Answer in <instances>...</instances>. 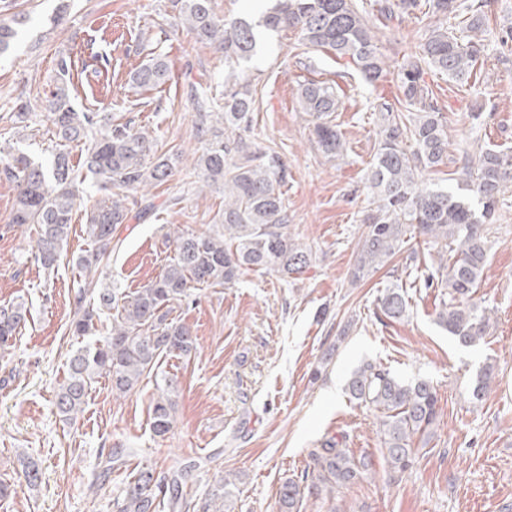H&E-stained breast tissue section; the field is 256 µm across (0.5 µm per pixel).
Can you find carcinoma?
I'll return each mask as SVG.
<instances>
[{
  "label": "carcinoma",
  "mask_w": 512,
  "mask_h": 512,
  "mask_svg": "<svg viewBox=\"0 0 512 512\" xmlns=\"http://www.w3.org/2000/svg\"><path fill=\"white\" fill-rule=\"evenodd\" d=\"M177 18L196 39L224 53V65L248 62L256 53L260 30L292 29L301 44L349 58L367 84L392 79L398 95L378 98L380 139L367 173L373 206L364 211L365 229L358 243L352 280L362 281L401 252L410 239L421 237L437 246V260L425 268L423 286L446 288L439 304L438 321L459 344L471 346L486 335L489 316L470 303L486 266L487 225L498 210L502 189L512 184V153L476 144L465 154L468 192L434 187L418 174L448 161V121L443 117L424 75H445L464 88L472 86L475 67L486 52L483 34L488 16L479 4L463 0H429L434 24L418 50L390 71L380 50L374 26L355 0H274L261 19L253 23L236 18L220 20L214 0H174ZM418 0H380L378 12L386 20L408 15ZM461 20L462 35L448 32L449 20ZM22 20L0 22V56L17 39ZM72 61L58 59V78L44 98V109L62 146L84 142L83 168L92 176L105 199L87 213L85 233L91 248L78 256L87 275L74 291L69 333L91 341L68 358L65 381L55 396V406L66 416L82 405L100 377L107 378L112 393L135 391L154 373L163 357H189L197 349L191 327L174 315L192 291L234 284L246 271L273 273L283 278L300 275L314 260L310 248L289 232L288 207L283 188L288 168L273 150H261L248 138L257 90L248 81L224 84V102L193 94L195 128L205 146L194 163L202 186L224 192L221 223L207 232L180 228L166 235L173 251L168 265L155 279L126 293L103 282L115 247L114 233L129 220L130 194L168 181L180 155L161 152L156 137L118 122L100 112L75 107L69 72ZM170 79L162 54H151L130 75L134 88L153 90ZM340 86L334 81L307 80L298 85L300 110L312 121L321 152L336 159L345 141L334 123ZM14 182L17 197L11 223L32 224L37 234L35 259L53 270L67 241L76 205L78 170L68 153H56L45 166L24 153L11 157L3 167ZM400 278H395L379 298L382 314L399 319L407 311ZM26 311L20 304L0 306V358L9 354ZM347 391L358 404L379 413L380 433L390 471L411 467L414 434L426 431L438 415L437 389L424 380L403 381L376 364L355 369ZM175 388L172 380L149 405L154 435L165 436L173 421ZM342 434L320 443L309 452L313 468L302 478L286 480L280 487L277 512H299L302 491L319 497L347 488L371 475L372 462L346 448ZM126 449L111 448L100 454V476L108 478L123 464ZM21 477L29 486L40 479L36 460L20 461ZM197 462L187 460L164 475L141 467L127 481L113 502L116 512H155L156 501L168 500L173 512H224L233 481L220 478L208 497L195 503L183 495Z\"/></svg>",
  "instance_id": "cac0c4a2"
}]
</instances>
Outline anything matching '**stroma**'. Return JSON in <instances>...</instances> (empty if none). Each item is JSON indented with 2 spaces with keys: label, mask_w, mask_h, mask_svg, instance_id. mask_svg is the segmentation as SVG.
<instances>
[{
  "label": "stroma",
  "mask_w": 512,
  "mask_h": 512,
  "mask_svg": "<svg viewBox=\"0 0 512 512\" xmlns=\"http://www.w3.org/2000/svg\"><path fill=\"white\" fill-rule=\"evenodd\" d=\"M60 1L9 6L0 0V20L17 13L26 18L16 46L0 58V164L19 150L46 165L53 161L60 147L40 100L62 54L74 62L76 108L133 121L157 137L161 151L183 154L169 181L150 188L155 210L119 226L108 281L135 291L168 264L167 228L200 232L218 223L223 193L196 183L193 159L203 144L187 90L220 98L228 80L249 81L259 92L251 137L287 164L289 230L315 260L295 279L249 271L231 287L204 289L184 303L179 315L196 334L198 350L158 365L177 390L173 428L165 437L150 428L148 407L157 394L151 377L124 397L113 396L110 382L99 378L69 424L57 412L55 395L69 354L81 345L68 330L75 260L88 247L86 210L102 194L93 180L78 185L81 202L50 276L35 259L31 226L12 223L17 190L0 177V305L20 303L27 310L14 348L0 359V479L14 480L21 455L37 460L41 470L37 487H18L0 512H113V498L138 467L165 472L190 456L202 466L185 487L188 497H206L226 473L235 480L229 512H276L282 482L300 479L310 450L339 432L347 434L354 455L370 456L372 473L335 497L304 500L300 512H512V188L490 226L492 248L473 296L490 317L486 336L469 347L449 336L436 321V288L409 289L406 315L386 319L378 299L392 267L413 250L418 274L436 255L413 239L389 266L351 281L360 219L370 202L365 176L381 124L373 104L377 95L394 97V82L370 87L352 64L301 46L291 30L263 34L257 56L228 70L221 53L174 22L169 0H68L59 21ZM357 3L377 25L392 64L428 35L423 10L383 26L378 0ZM487 3V53L475 69V88L425 77L448 121V162L422 174L440 187L465 182L461 157L470 143L512 149V48L499 41L512 26V0ZM152 52L166 55L172 79L157 90L131 89L130 72ZM306 79L333 80L343 90L336 114L347 147L343 159L327 160L312 139L296 98ZM20 100L32 107L24 130L8 118ZM477 110L482 116L476 120ZM173 196L180 204L169 205ZM365 363L384 365L404 380H429L437 389L438 417L415 435L413 463L404 473L389 470L374 412L345 391L351 372ZM488 366L492 381L474 398L476 376ZM116 445L128 448L126 462L98 483L99 453Z\"/></svg>",
  "instance_id": "obj_1"
}]
</instances>
